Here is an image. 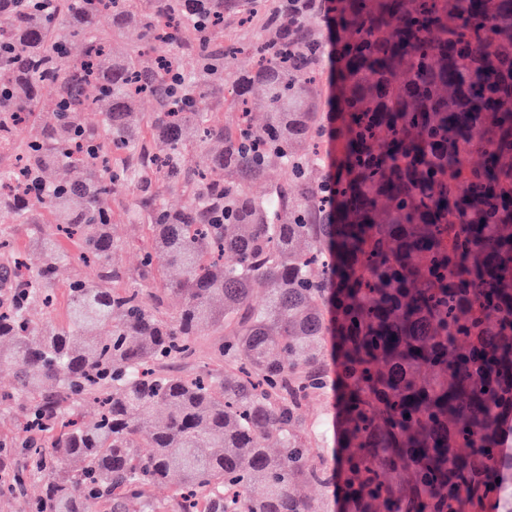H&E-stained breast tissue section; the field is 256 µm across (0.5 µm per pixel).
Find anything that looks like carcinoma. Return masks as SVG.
<instances>
[{
  "label": "carcinoma",
  "instance_id": "cac0c4a2",
  "mask_svg": "<svg viewBox=\"0 0 512 512\" xmlns=\"http://www.w3.org/2000/svg\"><path fill=\"white\" fill-rule=\"evenodd\" d=\"M147 2L0 0V143L20 154L0 217L54 220L33 258L0 237V360L16 367L0 412L21 406L25 458L11 494L39 483L34 512H512V0H334L335 124L315 102L309 16L290 38L271 15L254 72L226 77L230 0ZM102 14L143 39L163 16L183 24L197 75L112 53ZM226 83L236 122L202 121ZM93 106L101 127L85 123ZM276 166L294 195H252ZM161 181L183 188L181 208ZM123 191L129 219L148 214L132 272ZM60 237L85 268L64 324L35 314L54 305ZM207 330L220 367L173 370ZM332 387L336 449L314 460L324 434L303 408ZM162 483L167 502L149 494Z\"/></svg>",
  "mask_w": 512,
  "mask_h": 512
}]
</instances>
